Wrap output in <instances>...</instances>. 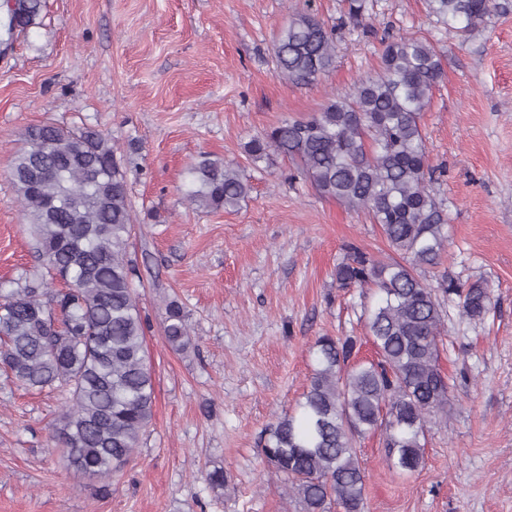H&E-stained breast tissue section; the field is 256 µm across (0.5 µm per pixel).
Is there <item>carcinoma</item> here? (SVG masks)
I'll return each mask as SVG.
<instances>
[{
  "label": "carcinoma",
  "instance_id": "obj_1",
  "mask_svg": "<svg viewBox=\"0 0 512 512\" xmlns=\"http://www.w3.org/2000/svg\"><path fill=\"white\" fill-rule=\"evenodd\" d=\"M5 6L8 29L23 31L39 18L43 0H5ZM428 6L463 38L493 13L492 0H428ZM337 31L313 14H294L273 45L278 73L312 85L333 71ZM444 77L432 43L393 38L384 42L379 72L245 146L254 163L291 159L322 196L367 213L396 254L376 258L352 244L333 273L340 288L375 289L366 328L376 358L355 360L351 336L318 337L301 401L266 431L263 460L282 476L301 512H363L357 441L376 433L394 469L411 474L422 467L429 418L447 415L451 401L438 364V293L457 295L473 321L490 309V293L478 283L464 291L443 278L434 288L417 273L438 267L448 241V216L427 187L433 169L420 124ZM23 140L11 162V185L41 265L64 288L49 289L35 273L6 292L0 288V371L32 389L69 387L58 445L74 474L104 480L130 461L155 400L148 323L127 252L133 218L126 171L112 140L95 126L47 121L28 127ZM189 174V200L203 209L233 210L251 191L233 164L206 154ZM164 340L175 351L192 342L174 298L165 305Z\"/></svg>",
  "mask_w": 512,
  "mask_h": 512
}]
</instances>
